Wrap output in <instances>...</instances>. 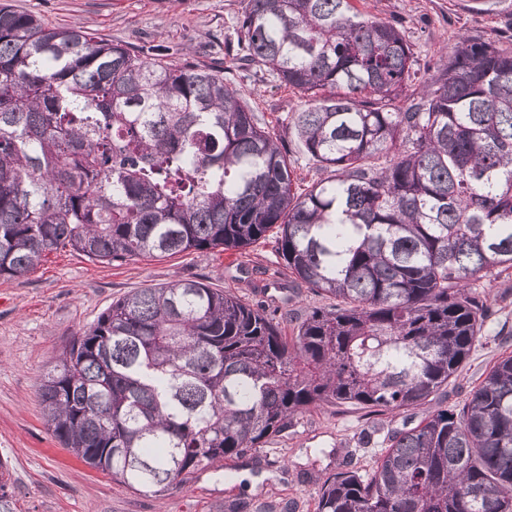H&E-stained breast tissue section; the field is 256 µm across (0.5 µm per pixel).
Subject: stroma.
I'll return each mask as SVG.
<instances>
[{"instance_id":"stroma-1","label":"stroma","mask_w":512,"mask_h":512,"mask_svg":"<svg viewBox=\"0 0 512 512\" xmlns=\"http://www.w3.org/2000/svg\"><path fill=\"white\" fill-rule=\"evenodd\" d=\"M46 24L83 25L112 42L134 48L162 45L183 62L223 68L247 89L263 123L285 133L298 184L317 179L299 158L285 125L306 97L269 75L241 68L234 52L236 18L247 0H8ZM360 12L395 23L421 62L436 63L458 37L512 49V0H355ZM200 280L248 302L267 301L284 312H302L323 299L291 276L272 241L244 252H190L100 263L63 249L21 279L0 278V476L14 512H315L320 487L341 471L368 472L378 449L357 444L360 432L402 428L405 417L344 406L298 416L273 444L198 472L161 498L143 497L92 468L45 428L38 388L65 345L93 325L118 298L140 288ZM496 311L483 327L459 379L417 416L462 404L502 354H512V277L485 283Z\"/></svg>"}]
</instances>
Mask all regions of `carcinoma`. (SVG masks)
Listing matches in <instances>:
<instances>
[{"instance_id": "1", "label": "carcinoma", "mask_w": 512, "mask_h": 512, "mask_svg": "<svg viewBox=\"0 0 512 512\" xmlns=\"http://www.w3.org/2000/svg\"><path fill=\"white\" fill-rule=\"evenodd\" d=\"M240 61L309 98L320 177L294 191L284 139L224 70L48 27L0 3V277L67 247L102 263L273 240L329 300L286 334L197 280L112 303L38 389L47 430L146 497L274 441L323 406L407 413L461 376L512 273V51L461 37L416 89L393 23L352 0H247ZM316 512H512V354L459 409L394 430Z\"/></svg>"}]
</instances>
